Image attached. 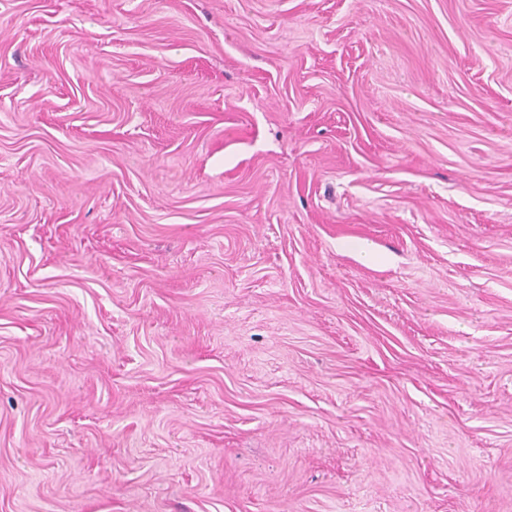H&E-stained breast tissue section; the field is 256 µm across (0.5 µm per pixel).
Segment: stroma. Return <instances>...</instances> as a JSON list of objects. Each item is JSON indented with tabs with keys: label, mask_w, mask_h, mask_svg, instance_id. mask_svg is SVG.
<instances>
[{
	"label": "stroma",
	"mask_w": 512,
	"mask_h": 512,
	"mask_svg": "<svg viewBox=\"0 0 512 512\" xmlns=\"http://www.w3.org/2000/svg\"><path fill=\"white\" fill-rule=\"evenodd\" d=\"M0 512H512V0H0Z\"/></svg>",
	"instance_id": "obj_1"
}]
</instances>
